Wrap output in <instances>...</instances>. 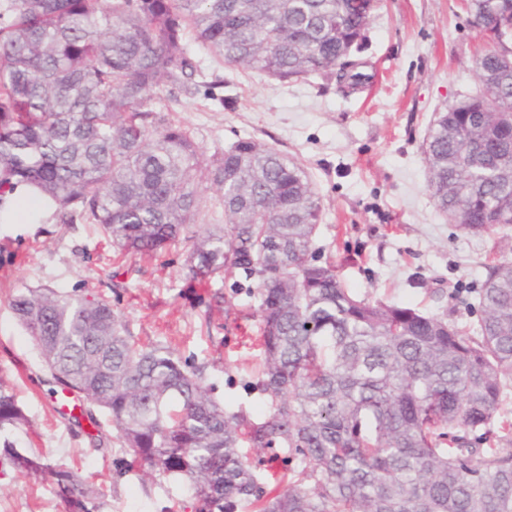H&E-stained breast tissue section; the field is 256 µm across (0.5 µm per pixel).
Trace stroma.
Masks as SVG:
<instances>
[{"label": "stroma", "mask_w": 512, "mask_h": 512, "mask_svg": "<svg viewBox=\"0 0 512 512\" xmlns=\"http://www.w3.org/2000/svg\"><path fill=\"white\" fill-rule=\"evenodd\" d=\"M485 46L464 0H380L354 55L371 76L360 91L318 76L281 83L230 67L193 41L195 74L163 86L158 107L205 155L250 137L300 163L323 208L317 256L336 265L347 288L429 314L451 310L474 325L486 267L512 257V238L463 234L437 212L421 145L435 112L480 90L476 59ZM187 250L179 242L153 255H124L92 221L66 223L48 207L0 222V380L30 422L26 448L98 487L101 512L193 509L182 482H143L119 471L122 451L105 410L54 411L60 386L10 299L26 286L102 296L121 311L129 336L203 365L216 400L229 409L245 404L260 418L267 408L252 389L261 361L257 298L221 275L191 281ZM217 293L224 308L209 310ZM0 512L65 509L51 485L0 460Z\"/></svg>", "instance_id": "obj_1"}]
</instances>
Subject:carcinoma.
Returning <instances> with one entry per match:
<instances>
[{"label":"carcinoma","instance_id":"1","mask_svg":"<svg viewBox=\"0 0 512 512\" xmlns=\"http://www.w3.org/2000/svg\"><path fill=\"white\" fill-rule=\"evenodd\" d=\"M376 0H0V189L26 183L120 251L191 243L193 280L217 274L258 299L256 384L268 414L228 410L204 368L142 345L95 295L20 288L11 308L52 377L110 416L142 480L180 479L194 512H512V260L488 267L467 327L360 297L315 256L321 199L304 167L241 138L208 159L155 106L194 70L186 35L281 82L353 86ZM484 31L512 29V0H467ZM484 88L434 115L422 144L436 208L465 235L512 226V64L488 47ZM224 224L197 223L201 182ZM29 421L0 383V458L53 485L65 512L95 490L22 450ZM279 448L290 476L243 448Z\"/></svg>","mask_w":512,"mask_h":512}]
</instances>
